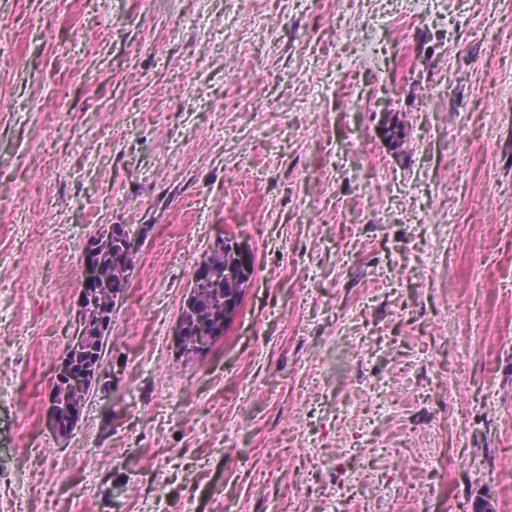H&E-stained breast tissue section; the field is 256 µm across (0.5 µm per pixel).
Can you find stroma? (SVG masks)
I'll return each mask as SVG.
<instances>
[{
  "instance_id": "obj_1",
  "label": "stroma",
  "mask_w": 512,
  "mask_h": 512,
  "mask_svg": "<svg viewBox=\"0 0 512 512\" xmlns=\"http://www.w3.org/2000/svg\"><path fill=\"white\" fill-rule=\"evenodd\" d=\"M105 224L137 266L109 382L60 437L53 366ZM226 233L255 255L240 311L179 353ZM353 448L377 477L340 498ZM486 490L512 512V0H0V512Z\"/></svg>"
}]
</instances>
